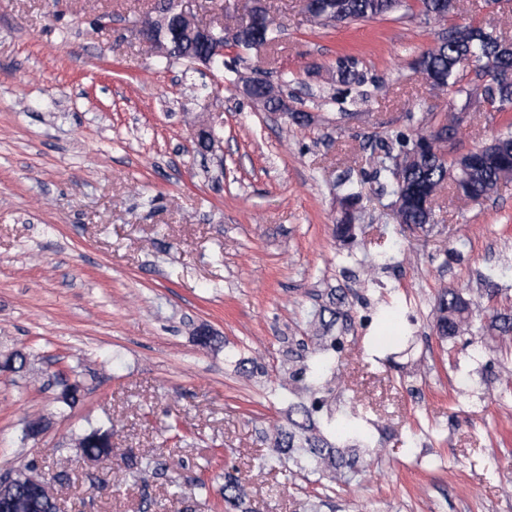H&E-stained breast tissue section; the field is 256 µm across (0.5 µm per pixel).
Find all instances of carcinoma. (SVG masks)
Here are the masks:
<instances>
[{
  "instance_id": "1",
  "label": "carcinoma",
  "mask_w": 512,
  "mask_h": 512,
  "mask_svg": "<svg viewBox=\"0 0 512 512\" xmlns=\"http://www.w3.org/2000/svg\"><path fill=\"white\" fill-rule=\"evenodd\" d=\"M424 16L443 22L455 11L451 0H419ZM401 5V0H320L316 21L323 26L338 23L369 21L387 15ZM237 35L233 43L242 50L258 43H278L281 26L270 14L257 21L250 16L235 27ZM232 29L215 26L209 42H199L187 34H181L173 43L170 60L190 64L203 53L211 52L216 45L227 42ZM503 34L483 25L450 27L437 43L423 52L417 60L420 70L431 86L451 88L455 92L469 93L464 79L468 73L488 77L484 87V103L488 111L503 113L512 110V50L503 48ZM336 81L345 87L359 85L365 81L363 69L352 56H343L336 61ZM449 118L437 119L429 112L416 119L406 131H398L391 143L383 144V155L375 162L374 180L379 188H391L395 203L399 205L396 220L400 224H433L436 214L428 199L436 196L444 186L452 187L454 193L465 200L491 197L502 171L512 169V122H505V130L495 138L499 146L485 152L476 162L466 164L448 156V151L427 141L430 129L448 124ZM361 192L354 186L347 188L340 198L342 216L336 224L339 238L353 237L352 226L357 219ZM326 308H321L311 320L316 330L317 343L308 359L300 367L284 373L280 388L288 391V427L277 430L276 452L286 453L294 449L302 452L295 465L304 470L336 479L337 463L343 460L344 451H354L369 445V437L359 422V416L350 412L341 418L334 414L318 420L322 400L316 392L335 378L336 344L327 341L326 334L334 321L325 320ZM435 328L443 339H454L472 332V312L469 301L460 299L454 289L442 291L436 300ZM498 332L503 340L512 339V313L495 314L488 326ZM61 387L56 402L61 410L73 409L82 400L83 387L69 382L63 374L56 373ZM76 451L88 458L112 456V428L90 427L79 431L75 438ZM31 471H19L12 480L10 495L6 498L9 512H52L53 492L47 483L37 495L31 493L28 476ZM244 490L238 480L224 476V506L239 505Z\"/></svg>"
}]
</instances>
